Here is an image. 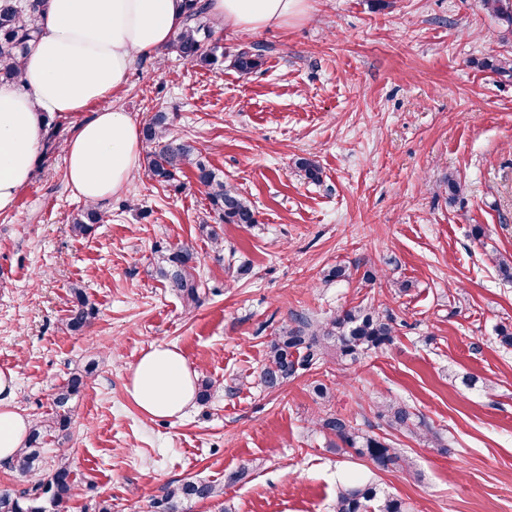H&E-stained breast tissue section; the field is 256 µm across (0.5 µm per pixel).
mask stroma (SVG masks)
Masks as SVG:
<instances>
[{
	"instance_id": "stroma-1",
	"label": "stroma",
	"mask_w": 512,
	"mask_h": 512,
	"mask_svg": "<svg viewBox=\"0 0 512 512\" xmlns=\"http://www.w3.org/2000/svg\"><path fill=\"white\" fill-rule=\"evenodd\" d=\"M221 37L264 46L263 65L244 75L164 50L139 58L109 102L142 124L173 113L174 135L254 204L257 224L221 223L192 172L174 186L142 173L102 203L106 223L75 235L84 201L67 178L69 116L55 119V141L0 213V371L15 374V405L50 414L55 386L98 363L67 435L42 450L49 465L68 457L70 512L105 501L154 512L166 487L190 477L224 495L187 512H333L338 484L359 478L413 512H512V348L497 337L512 327V281L498 268L512 262V75L492 68L512 58V36L482 0H309L288 26ZM301 157L317 162L319 181L299 172ZM449 175L462 185L453 201ZM181 243L208 286L194 310L157 273ZM338 264L351 279L324 283ZM76 283L97 310L81 335L63 325ZM361 303L393 318L388 348L260 385L282 325ZM152 344L175 347L213 382L207 403L145 417L125 385ZM392 398L446 448L388 428L377 407ZM326 409L371 425L409 471L330 448L313 425ZM243 467L246 478L229 482Z\"/></svg>"
}]
</instances>
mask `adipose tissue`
<instances>
[{
  "mask_svg": "<svg viewBox=\"0 0 512 512\" xmlns=\"http://www.w3.org/2000/svg\"><path fill=\"white\" fill-rule=\"evenodd\" d=\"M227 31L259 32L305 14L306 0H206ZM186 24L185 0H48L20 82L0 83V211L32 178L52 119H77L64 146L75 193L98 204L121 193L141 166V127L106 106L139 56L164 49ZM91 118H84L86 109ZM196 371L182 354L150 345L131 367L126 391L148 417L177 418L196 397ZM14 374L0 371V463L13 461L30 422L14 405Z\"/></svg>",
  "mask_w": 512,
  "mask_h": 512,
  "instance_id": "adipose-tissue-1",
  "label": "adipose tissue"
}]
</instances>
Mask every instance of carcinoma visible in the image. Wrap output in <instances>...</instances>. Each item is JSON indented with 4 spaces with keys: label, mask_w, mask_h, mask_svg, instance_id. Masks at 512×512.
<instances>
[{
    "label": "carcinoma",
    "mask_w": 512,
    "mask_h": 512,
    "mask_svg": "<svg viewBox=\"0 0 512 512\" xmlns=\"http://www.w3.org/2000/svg\"><path fill=\"white\" fill-rule=\"evenodd\" d=\"M43 0H28L23 6L18 0H0V81L16 82L20 77V59L37 39L39 17ZM486 8L500 21L512 28V0H484ZM206 6L201 0H187V23L175 36L170 50L188 63L205 68L230 65L243 74H250L263 64L259 46L240 49L229 54L214 38V32L203 21ZM173 118L168 112H156L143 127V139L148 148V168L152 177L169 184L189 169L207 190L213 210L224 224L258 223L255 208L236 188L224 180L202 157L201 151L189 142L174 137ZM298 169L312 182L320 179L319 165L312 159L301 158ZM106 215L94 204L72 218V231L88 236L94 225L105 222ZM167 266L158 274L169 288L190 308L203 303L200 260L194 249L180 245L166 257ZM72 300L65 319V329L80 334L90 327L96 315L84 290L71 289ZM394 320L375 308L357 305L324 321L313 323L303 318L280 328L270 341L267 361L260 373L261 383L267 389H276L301 372L318 368L325 355L333 352L342 362L355 363L370 351L377 352L394 340ZM95 363L72 373L53 394L54 412L45 419L32 421L28 439L19 449L13 467L29 482L20 490H0V512H68V503L76 494V479L65 459L60 458L44 471L41 454L45 438L68 430L70 402L93 372ZM378 417L395 431L413 436H428L438 448L445 447L422 414L404 401L389 400L379 406ZM315 426L330 438L338 451H352L371 460L379 469H388L407 463L398 448L386 438L348 417L331 411L318 415ZM223 488L201 480H184L166 489L161 499L162 512H183V505L191 501L217 500ZM334 512H408L406 503L391 495H382L371 482L346 483L338 488Z\"/></svg>",
    "instance_id": "obj_1"
}]
</instances>
